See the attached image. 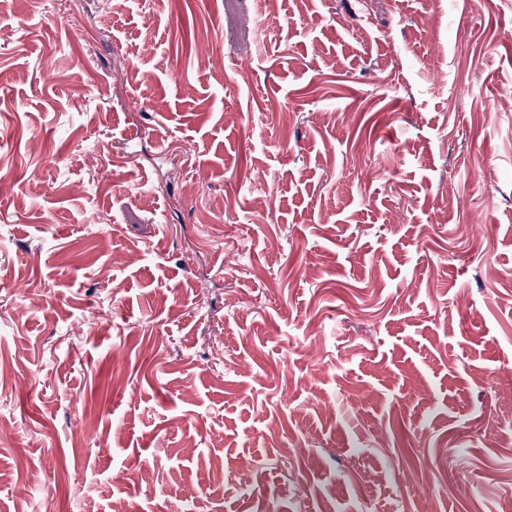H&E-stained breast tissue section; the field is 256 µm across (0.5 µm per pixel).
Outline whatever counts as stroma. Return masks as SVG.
Returning <instances> with one entry per match:
<instances>
[{
    "instance_id": "1",
    "label": "stroma",
    "mask_w": 512,
    "mask_h": 512,
    "mask_svg": "<svg viewBox=\"0 0 512 512\" xmlns=\"http://www.w3.org/2000/svg\"><path fill=\"white\" fill-rule=\"evenodd\" d=\"M99 10L0 8V512H503L512 7Z\"/></svg>"
}]
</instances>
